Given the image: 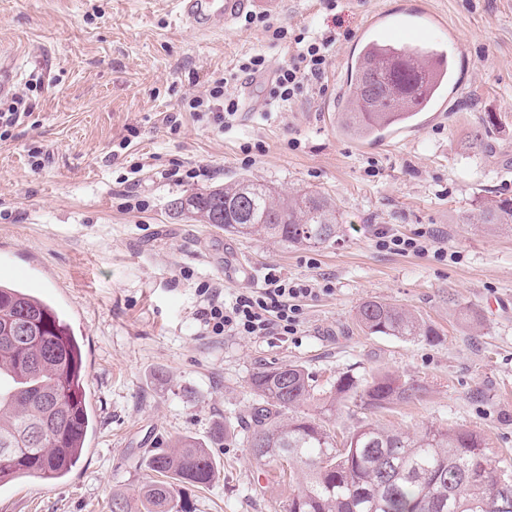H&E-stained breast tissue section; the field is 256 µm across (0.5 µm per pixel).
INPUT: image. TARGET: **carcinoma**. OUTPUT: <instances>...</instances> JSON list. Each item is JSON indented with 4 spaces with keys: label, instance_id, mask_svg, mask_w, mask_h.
<instances>
[{
    "label": "carcinoma",
    "instance_id": "carcinoma-1",
    "mask_svg": "<svg viewBox=\"0 0 512 512\" xmlns=\"http://www.w3.org/2000/svg\"><path fill=\"white\" fill-rule=\"evenodd\" d=\"M414 80L412 63L388 65L375 49L360 52L341 101V129L379 139L414 127L418 113L406 105ZM192 198L200 221L286 247L323 246L342 224L336 205L316 190L281 193L245 177ZM468 223L489 231L512 224V198L480 200ZM357 321L369 335L438 340L434 328L384 300L363 302ZM84 376L83 346L63 313L20 284L0 282V487L21 478L60 480L76 466L92 429ZM250 386L256 404L246 444L288 477L283 512H499L502 487L512 491V459L498 456L480 432H400L365 416L339 440L327 423L339 402L371 413L409 402L424 390L417 380L379 372L362 381L340 377L321 399L318 418L302 410L315 396L301 365L260 369ZM147 468L160 479L142 488L143 512H195L190 490L218 473L208 445L193 437L151 453Z\"/></svg>",
    "mask_w": 512,
    "mask_h": 512
}]
</instances>
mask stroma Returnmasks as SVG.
<instances>
[{"label": "stroma", "mask_w": 512, "mask_h": 512, "mask_svg": "<svg viewBox=\"0 0 512 512\" xmlns=\"http://www.w3.org/2000/svg\"><path fill=\"white\" fill-rule=\"evenodd\" d=\"M375 10L440 15L435 37L455 73L444 111L362 142L340 131L336 102ZM268 20L292 33L335 32L324 92L269 101L240 61L261 53L274 71L296 48L240 19L203 35L177 22L172 0H0V55L20 60L15 87L30 110L0 139V280L23 269V285L64 312L84 343L94 413L78 466L53 483L1 486L0 512H112L114 496L136 501L151 479L145 457L185 436L210 445L218 466L210 485L192 491L196 512H280L288 488L244 434L251 375L281 363L302 365L320 393L345 373L418 380L419 399L375 421L473 429L512 456V231L467 222L477 200L512 197V0H336L331 10L325 0H286ZM218 76L240 101L224 129L183 107ZM490 114L485 147H467ZM175 167L205 174L179 184L166 176ZM240 177L332 199L343 220L336 243L244 239L172 207ZM131 195L147 209L126 210ZM380 226L434 230L452 258L379 250ZM241 263L253 282L225 275ZM272 268L330 287L302 300L297 335L200 333L199 283H222L230 300L263 287ZM371 299L411 310L438 341L366 335L356 311ZM467 309L479 322L463 319ZM226 423L231 435L216 440Z\"/></svg>", "instance_id": "35a3bbf8"}]
</instances>
